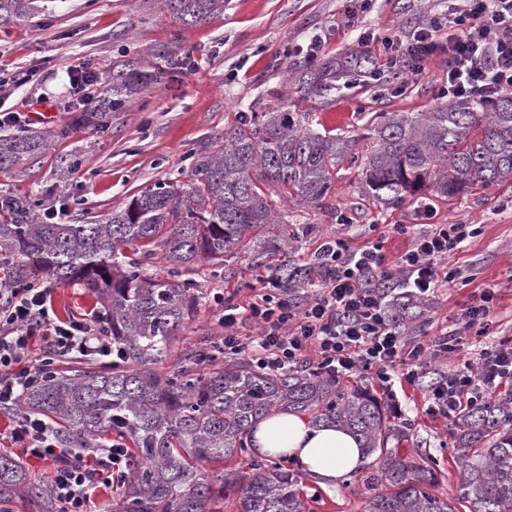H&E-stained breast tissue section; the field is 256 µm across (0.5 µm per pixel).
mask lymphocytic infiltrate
Segmentation results:
<instances>
[{
  "label": "lymphocytic infiltrate",
  "instance_id": "1",
  "mask_svg": "<svg viewBox=\"0 0 512 512\" xmlns=\"http://www.w3.org/2000/svg\"><path fill=\"white\" fill-rule=\"evenodd\" d=\"M395 48L391 66L418 72L437 47L448 51V81L439 90L448 101L493 104L512 90V0H448L408 35L383 38ZM473 224H439L413 239L389 261L382 242L354 248L341 237L321 242L315 258L321 283L303 307L276 296L271 280L244 307L225 306L219 319L228 356L251 353L259 368L280 370L311 360L314 372L338 378L370 373L392 390L417 385L440 353L459 349L458 337L430 341L403 333L392 313L394 302H426L442 284L460 275L448 263L463 243L476 237ZM254 325L257 336L244 334ZM48 356H34L33 334ZM114 353L100 317L60 319L47 288L0 287V409L17 406L25 389L53 372L59 358L109 357ZM512 382V339L500 340L478 363L464 362L428 391L425 412L452 419L465 405L485 399ZM11 439L31 456L52 465L48 489L62 512H96L93 494L100 483L123 479L129 451L115 443L98 448L60 447L38 413L17 418Z\"/></svg>",
  "mask_w": 512,
  "mask_h": 512
}]
</instances>
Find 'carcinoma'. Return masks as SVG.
<instances>
[{
  "label": "carcinoma",
  "mask_w": 512,
  "mask_h": 512,
  "mask_svg": "<svg viewBox=\"0 0 512 512\" xmlns=\"http://www.w3.org/2000/svg\"><path fill=\"white\" fill-rule=\"evenodd\" d=\"M184 27L209 23L224 0H167ZM32 0H0V28L29 19ZM372 60L358 51L316 65L292 63L291 92L266 112H244L224 130V144L191 159L189 183H158L113 210L103 222L54 224L37 213L36 200L0 193V264L9 282L76 284L100 303L105 332L120 353L108 366L49 375L28 388L20 408L55 423L63 448H94L105 434L130 445L131 472L113 512H221L237 496L238 512H306L298 475L251 454L253 426L273 410L311 414L360 441L374 458L372 480L385 491L366 512H454L430 492L435 474L422 459L388 447L392 428L369 391L346 390L325 375L302 369L262 371L245 358L224 359L205 344L187 354V366L155 370L180 328L193 320L201 299L189 268L205 260L224 265L250 236L274 223L271 193L299 205L321 204L336 191L344 166L361 169L381 205L467 195L475 186L512 184V90L489 112L473 102L439 101L425 112H380L358 135L319 129L315 112H296L288 100L336 101L340 80L363 76ZM164 70L136 62L112 68L95 105L73 115L71 128L99 131L103 118L123 112ZM46 134H0V170L41 154ZM161 251L162 276L144 273ZM280 246L249 252L252 267L281 287L311 280L307 267L275 263ZM208 363L198 373L195 366ZM463 461L459 498L468 512H512V400L488 398L459 417L454 435ZM245 462L246 469L214 470V463ZM19 499L28 512H61L48 487L28 478L18 460L0 454V503Z\"/></svg>",
  "instance_id": "1"
}]
</instances>
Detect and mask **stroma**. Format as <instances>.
<instances>
[{"label":"stroma","mask_w":512,"mask_h":512,"mask_svg":"<svg viewBox=\"0 0 512 512\" xmlns=\"http://www.w3.org/2000/svg\"><path fill=\"white\" fill-rule=\"evenodd\" d=\"M32 19L0 29V117L9 112L18 122L0 124V131L19 134L28 130H54L68 124L82 104L70 86L72 77L91 71L106 79L124 61L142 60L153 48L178 44L192 55L194 64L172 70L161 83L143 91L126 111L115 112L103 131H72L67 138L22 165L0 171V192L34 194L39 212H51L57 222L70 224L104 220L145 188L159 182H187L189 153L218 146L219 135L236 125L242 113L265 111L275 96L286 90L291 61L289 49L307 51L313 36H321L331 56L357 50L359 30L345 23L346 0H226L223 14L210 23L184 28L169 14L163 0H36ZM446 0H376L363 19L361 30L381 36L410 28L433 12L446 10ZM385 86L369 77L342 90L336 103L317 108L301 103L304 111L319 112L326 128L360 130L378 112H423L438 99V89L448 76V58L437 54L418 73L390 67L381 44L369 51ZM46 105L55 117L35 120L29 107ZM69 155L78 165L64 172L57 158ZM431 214L417 212L414 202L383 206L375 203L357 170L342 169L336 193L318 206L280 203L286 224L302 225V232L284 237V226L272 224L266 239H287L280 261L311 266L314 251L326 237L345 233L352 246L383 239L389 260L405 252L412 235L382 237L384 224H408L413 233L429 231L434 224H477L480 236L466 241L450 259L461 271L459 279L441 286L432 300L411 308L400 318L402 330L412 337L431 340L443 333L460 334L461 349L437 361L418 386L405 387L389 397L370 376L348 381V388L369 389L386 414L402 410L395 425L401 452L419 455L436 473L434 494L452 500L457 512H468L459 501L461 461L454 443L456 423L424 411L428 387L437 372H453L458 363L477 359L499 340L512 337V185L474 188L452 201L434 197ZM252 247L212 269L206 262L193 266L191 277L201 294L192 321L184 324L167 356L157 364L159 373L178 371L186 355L203 342L223 336L220 312L213 300L223 293L228 304L244 303L260 271L246 257ZM496 288L500 300L484 336L460 332L457 321L473 292ZM59 317L98 314L101 307L89 291L77 285L53 288ZM18 416L15 409L0 410V452L15 456L29 478L46 482L49 463L13 447L10 432ZM373 466L364 462L333 488L322 487L307 472H300L299 487L308 512H365L372 495Z\"/></svg>","instance_id":"stroma-1"}]
</instances>
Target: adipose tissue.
<instances>
[{
  "label": "adipose tissue",
  "mask_w": 512,
  "mask_h": 512,
  "mask_svg": "<svg viewBox=\"0 0 512 512\" xmlns=\"http://www.w3.org/2000/svg\"><path fill=\"white\" fill-rule=\"evenodd\" d=\"M252 439L257 453L292 459L325 487L336 486L363 461L357 440L347 430L312 425L296 412H272L257 425Z\"/></svg>",
  "instance_id": "ef3b65f1"
}]
</instances>
